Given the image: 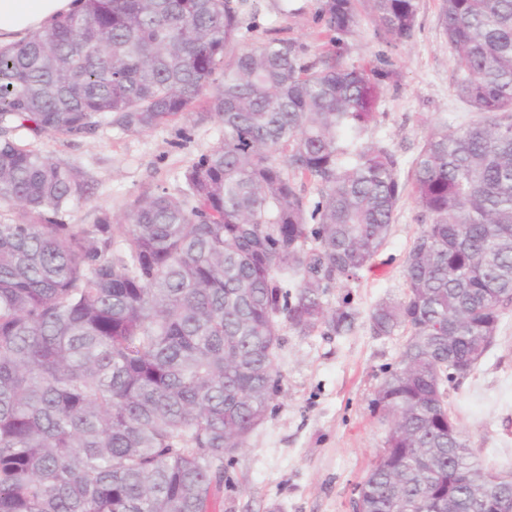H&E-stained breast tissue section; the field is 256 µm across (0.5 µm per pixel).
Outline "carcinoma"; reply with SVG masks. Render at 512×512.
Listing matches in <instances>:
<instances>
[{
	"instance_id": "obj_1",
	"label": "carcinoma",
	"mask_w": 512,
	"mask_h": 512,
	"mask_svg": "<svg viewBox=\"0 0 512 512\" xmlns=\"http://www.w3.org/2000/svg\"><path fill=\"white\" fill-rule=\"evenodd\" d=\"M364 12L387 45L416 27V0H323L319 20L339 45ZM440 24L479 119L431 129L409 183L371 133L394 70L278 38L224 69L233 0H86L0 47V512H207L278 391L282 331L354 329L328 296L371 267L408 184L406 289L369 315L403 338L371 400L390 426L354 506L483 512L448 383L512 302V0H441ZM202 97L224 141L180 194L64 222L88 183L28 138L145 133Z\"/></svg>"
}]
</instances>
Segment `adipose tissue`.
<instances>
[{"instance_id": "ef3b65f1", "label": "adipose tissue", "mask_w": 512, "mask_h": 512, "mask_svg": "<svg viewBox=\"0 0 512 512\" xmlns=\"http://www.w3.org/2000/svg\"><path fill=\"white\" fill-rule=\"evenodd\" d=\"M84 0H0V45L51 28L64 15L81 11Z\"/></svg>"}]
</instances>
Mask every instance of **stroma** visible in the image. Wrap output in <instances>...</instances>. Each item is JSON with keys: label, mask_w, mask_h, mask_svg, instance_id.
I'll use <instances>...</instances> for the list:
<instances>
[{"label": "stroma", "mask_w": 512, "mask_h": 512, "mask_svg": "<svg viewBox=\"0 0 512 512\" xmlns=\"http://www.w3.org/2000/svg\"><path fill=\"white\" fill-rule=\"evenodd\" d=\"M417 24L408 41L387 46L362 19L347 38L341 60L362 65L385 53L397 80L381 89L372 126L409 172L429 129L460 127L474 119L454 90L453 60L440 27L441 0H417ZM243 28L224 51L232 60L272 38L303 44L305 59L320 60L331 47L318 20L321 0H239ZM203 103L192 115L142 134L109 125L70 137L44 135L33 145L78 167L91 187L87 201L70 209V224L95 223L99 211L121 214L142 195L178 193L182 173L222 141L221 126L205 119ZM417 208L403 193L392 232L375 266L331 302L351 295L359 310L353 332L304 336L284 330L277 355L279 391L264 422L247 436L213 492L209 512H353L355 488L382 448L388 422L370 404L384 372L395 365L400 337L374 335L369 314L383 299L401 298L404 258L420 231ZM453 417L485 467L512 472V308L492 347L468 375L448 386Z\"/></svg>", "instance_id": "obj_1"}]
</instances>
